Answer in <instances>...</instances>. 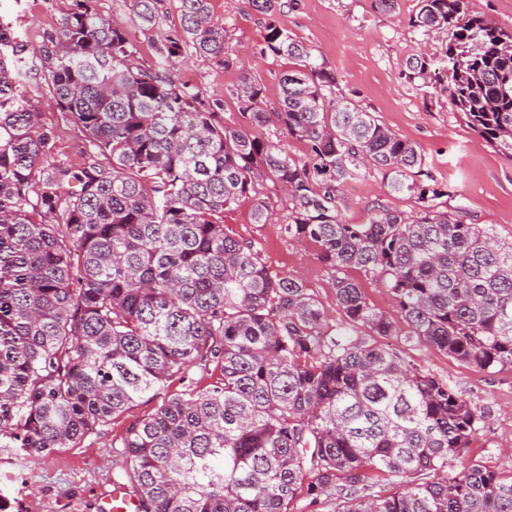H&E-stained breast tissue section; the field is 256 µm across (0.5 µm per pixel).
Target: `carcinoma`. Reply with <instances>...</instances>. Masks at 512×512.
<instances>
[{"mask_svg":"<svg viewBox=\"0 0 512 512\" xmlns=\"http://www.w3.org/2000/svg\"><path fill=\"white\" fill-rule=\"evenodd\" d=\"M76 0L32 50L0 21V441L26 453L80 447L149 397L161 403L113 437V485L140 512H293L301 489L336 512H512V476L480 464L448 475L480 416L399 350L325 326L293 275L224 229V212L264 181L286 192L283 231L332 270L349 325L427 343L482 371L512 365V244L438 203L420 148L336 91V74L275 21L260 57L295 66L275 109L244 71L229 95L251 128L223 124L202 89L142 64L132 30L159 0H133L131 28ZM180 29L153 39L236 66L211 0H173ZM273 15L294 0H253ZM411 26L448 40L450 103L512 156V33L469 0H417ZM431 63L406 59V76ZM23 69L40 77L20 88ZM48 91L83 132V161L53 156L35 101ZM275 121L301 156L257 130ZM374 169L415 212L341 216L342 184ZM272 215L253 197L255 224ZM379 279L398 316L349 271ZM219 374L201 387L192 369ZM182 390L171 393L170 383ZM395 479L381 494L368 471Z\"/></svg>","mask_w":512,"mask_h":512,"instance_id":"cac0c4a2","label":"carcinoma"}]
</instances>
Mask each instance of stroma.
<instances>
[{"label":"stroma","mask_w":512,"mask_h":512,"mask_svg":"<svg viewBox=\"0 0 512 512\" xmlns=\"http://www.w3.org/2000/svg\"><path fill=\"white\" fill-rule=\"evenodd\" d=\"M72 4L73 0H0V21L35 47ZM416 4L417 0H399L395 11L383 12L374 8L373 0H297L295 8L271 19L251 0H211L213 18L223 24L237 65L226 69L188 55L177 58L174 74L201 87L207 99L220 101L225 124L247 125V115L238 112L228 95L241 69L261 78L264 103L271 108L279 99L281 75L292 67L291 60L272 62L258 54L268 22L276 21L313 48L335 72L346 97L419 146L425 170L444 193V206L462 208L466 222L490 225L500 239L512 242V159L475 133L450 104L446 78L438 66H430L422 79L406 76L409 56L422 54L435 61L446 48L442 33L411 26ZM37 108L42 123L55 131L57 158L79 163L84 147L80 129L64 117L49 94L41 95ZM257 191L270 202L273 221L254 223L253 201L245 198L225 211L226 231L253 242L271 272L300 275L322 305L328 328L345 326L332 272L311 245L290 239L281 230L288 214L282 191L269 182ZM342 195L343 216L352 224L365 222L369 208L377 204L407 213L416 208L414 200L390 195L375 170L348 182ZM385 342L460 392L481 415L477 438L461 458L452 460V469L478 463L501 476L512 475V367L488 373L450 360L422 342L408 343L400 336L386 337ZM156 405V400H141L109 425L95 428L79 448L32 457L18 448L0 447V512H97L96 500L111 491L118 464L113 436L153 413Z\"/></svg>","instance_id":"stroma-1"}]
</instances>
